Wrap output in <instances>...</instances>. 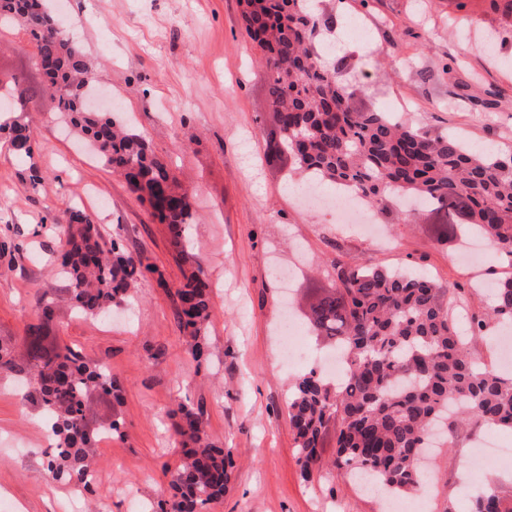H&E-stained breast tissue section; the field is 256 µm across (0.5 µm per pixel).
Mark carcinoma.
<instances>
[{"instance_id":"carcinoma-1","label":"carcinoma","mask_w":512,"mask_h":512,"mask_svg":"<svg viewBox=\"0 0 512 512\" xmlns=\"http://www.w3.org/2000/svg\"><path fill=\"white\" fill-rule=\"evenodd\" d=\"M243 5L245 31L266 62L280 131L268 149L288 156L289 174L346 184L380 211L411 196L443 217L433 225L437 240L448 242L460 226H471L512 265V153L475 149L386 112L354 108L352 100L365 86L356 79L342 82L341 67L324 61L317 49L320 30L334 25L333 15L309 11L304 0ZM0 25H16L29 35L33 69L52 89L57 110L93 141L104 166L122 176L137 198L147 199L152 216L168 225L175 258L189 261L196 216L187 189L144 136L87 108L93 61L61 28L50 0H0ZM33 85L27 73L17 72L9 81L11 96L23 100ZM0 131L18 158H33L37 130L31 123L16 121ZM59 224L65 233L60 298L94 317L132 303L135 288L155 268L120 239H106L97 216L83 208L67 207ZM178 296L176 318L200 366L212 356L203 336L210 317L208 285L193 272ZM466 306L461 289L436 282L414 265L392 270L336 264V288L311 304L306 320L320 346L344 353V380L332 387L312 368L295 380L288 396L303 478L322 468L345 478L369 475L400 496L421 486L424 470L416 461L434 430L451 443L463 431L512 432V375L481 364L468 340L492 323L512 327V277L496 281L490 309L468 315V337L454 315ZM54 318V307L41 303L23 350L0 343V375L22 381L25 400L51 423L45 473L92 496L96 436L88 426L87 394L100 390L117 400L121 383L105 365L49 343ZM176 416L173 433L186 451L178 465L164 468L169 494L152 512H206L224 496L233 463L209 441L201 407L181 403ZM332 422L336 454L326 461L322 444ZM471 502L472 512H512V498L495 488L474 494Z\"/></svg>"}]
</instances>
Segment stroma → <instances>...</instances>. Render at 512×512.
<instances>
[{"label": "stroma", "mask_w": 512, "mask_h": 512, "mask_svg": "<svg viewBox=\"0 0 512 512\" xmlns=\"http://www.w3.org/2000/svg\"><path fill=\"white\" fill-rule=\"evenodd\" d=\"M71 35L96 60L93 79L156 154L192 192V252L208 282L213 355L200 366L175 317L186 270L175 259L166 225L147 203L93 156L69 129L49 94L0 123L31 122L43 181L31 188L26 164L0 147V240L22 244L24 257L0 262V339L22 345L39 302L51 300L60 249L56 219L66 207L101 205L105 237H119L148 258L155 274L135 302L93 319L61 305L51 334L122 381L120 399L92 395L93 424L120 415L119 437L101 436L104 472L94 500L103 512H138L166 494L163 466L181 452L171 426L180 402L201 405L207 433L235 467L209 512H385L383 499L343 483L332 471L303 480L288 418V390L316 363L308 355L280 366L274 350L283 320L304 325L308 305L335 281L332 260L386 267L415 261L446 285L468 280L455 263L457 242H437L429 218L407 224L374 215L380 236L333 223L303 207L286 185L287 160L266 142L279 129L267 93L268 73L247 38L240 0H61ZM333 60L353 58L365 104L402 121L459 136L476 147L512 151V8L505 0H345L328 40ZM292 271L282 289L272 265ZM41 411L18 384L0 376V507L7 512H62L81 496L54 483L42 467L49 437ZM471 440L434 451L425 494L400 496L403 512H448L462 492L493 485L512 493V456L471 465Z\"/></svg>", "instance_id": "1"}]
</instances>
